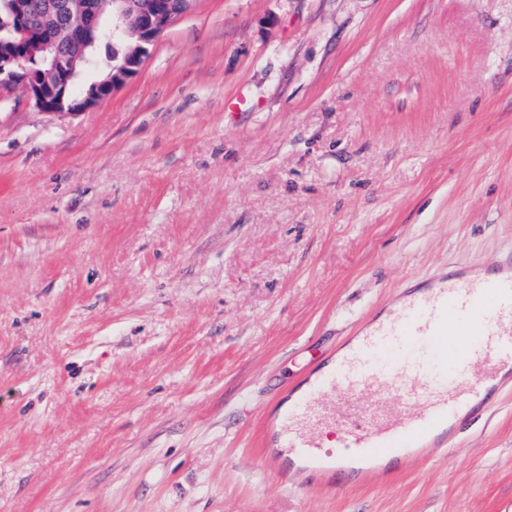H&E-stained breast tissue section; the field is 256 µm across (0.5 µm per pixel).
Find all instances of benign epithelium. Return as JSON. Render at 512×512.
<instances>
[{
  "label": "benign epithelium",
  "instance_id": "obj_1",
  "mask_svg": "<svg viewBox=\"0 0 512 512\" xmlns=\"http://www.w3.org/2000/svg\"><path fill=\"white\" fill-rule=\"evenodd\" d=\"M196 0H0L9 38H0V91L25 90L36 110L84 112L125 85L150 48ZM101 44L118 63L82 97L77 72L95 62Z\"/></svg>",
  "mask_w": 512,
  "mask_h": 512
}]
</instances>
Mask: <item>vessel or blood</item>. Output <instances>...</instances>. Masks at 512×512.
Returning a JSON list of instances; mask_svg holds the SVG:
<instances>
[{
	"label": "vessel or blood",
	"mask_w": 512,
	"mask_h": 512,
	"mask_svg": "<svg viewBox=\"0 0 512 512\" xmlns=\"http://www.w3.org/2000/svg\"><path fill=\"white\" fill-rule=\"evenodd\" d=\"M414 341L433 343L437 360L453 358L454 378L432 370L428 395L405 416L377 407L369 421L343 430L338 451L324 450L318 431L336 423L327 397L363 391L379 378L405 379L411 367L398 351ZM473 361L484 363L481 375H469ZM506 375H512V255L492 275L451 276L406 291L338 356L315 358L264 429L263 444L272 450L267 461L283 475L293 469L328 478L413 462L489 410Z\"/></svg>",
	"instance_id": "b4317fda"
}]
</instances>
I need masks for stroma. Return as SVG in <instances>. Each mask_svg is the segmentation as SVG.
I'll return each instance as SVG.
<instances>
[{"mask_svg":"<svg viewBox=\"0 0 512 512\" xmlns=\"http://www.w3.org/2000/svg\"><path fill=\"white\" fill-rule=\"evenodd\" d=\"M511 253L512 0H197L93 109L0 95V512H512V381L343 488L262 445L309 349Z\"/></svg>","mask_w":512,"mask_h":512,"instance_id":"35a3bbf8","label":"stroma"}]
</instances>
